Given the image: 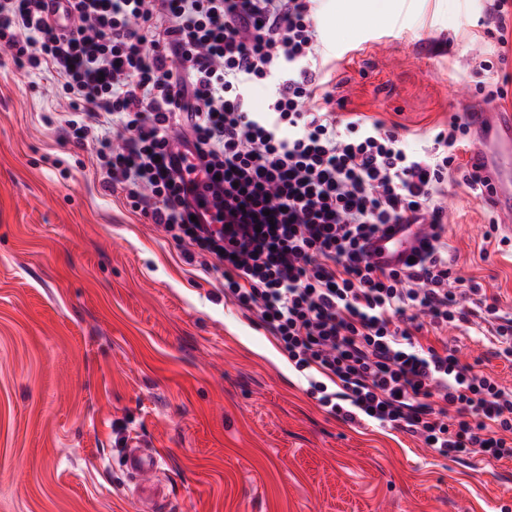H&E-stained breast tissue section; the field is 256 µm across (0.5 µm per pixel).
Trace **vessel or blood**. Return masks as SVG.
Masks as SVG:
<instances>
[{
    "instance_id": "obj_1",
    "label": "vessel or blood",
    "mask_w": 512,
    "mask_h": 512,
    "mask_svg": "<svg viewBox=\"0 0 512 512\" xmlns=\"http://www.w3.org/2000/svg\"><path fill=\"white\" fill-rule=\"evenodd\" d=\"M46 3L49 22L60 31H68L72 22L70 0ZM470 133V166L488 180L490 202L499 216L512 220V108L492 103L476 105L470 116ZM372 251L375 259L386 260L406 256L410 245L395 234L378 238ZM125 467L135 482L136 492L141 494L154 485L162 459L156 451L134 447L126 451Z\"/></svg>"
}]
</instances>
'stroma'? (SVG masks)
<instances>
[{
	"instance_id": "1",
	"label": "stroma",
	"mask_w": 512,
	"mask_h": 512,
	"mask_svg": "<svg viewBox=\"0 0 512 512\" xmlns=\"http://www.w3.org/2000/svg\"><path fill=\"white\" fill-rule=\"evenodd\" d=\"M486 7L321 0L330 90L427 150L491 79L460 65ZM66 111L47 75L0 50V512H512V459L443 457L325 412L220 274L102 189ZM493 214L449 183L448 253L512 314V250L484 237ZM446 337L512 389V363L473 331ZM137 441L164 459L151 501L123 466Z\"/></svg>"
}]
</instances>
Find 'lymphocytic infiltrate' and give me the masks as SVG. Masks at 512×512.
I'll list each match as a JSON object with an SVG mask.
<instances>
[{
  "label": "lymphocytic infiltrate",
  "instance_id": "f902f5d3",
  "mask_svg": "<svg viewBox=\"0 0 512 512\" xmlns=\"http://www.w3.org/2000/svg\"><path fill=\"white\" fill-rule=\"evenodd\" d=\"M60 33L43 0H0V50L50 74L65 132L93 147L102 188L186 243L224 279L345 422L422 439L443 457L512 459V390L434 340L480 318L493 355L512 357V315L448 257V182L468 125L452 116L430 149L398 126L345 116L323 67L319 0H73ZM274 83L266 107L249 90ZM187 141L206 179H186ZM212 212V224L194 221ZM393 224L429 230L412 261H373Z\"/></svg>",
  "mask_w": 512,
  "mask_h": 512
}]
</instances>
